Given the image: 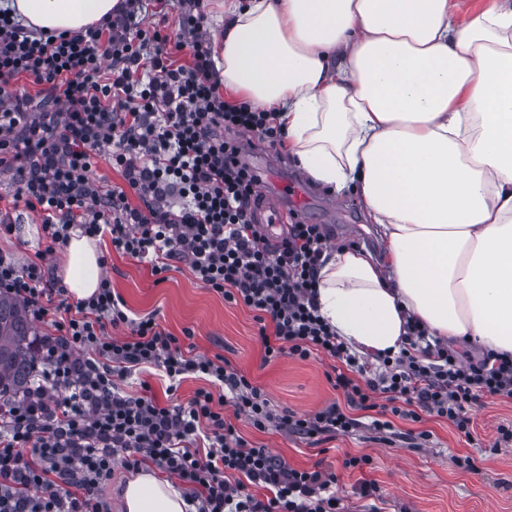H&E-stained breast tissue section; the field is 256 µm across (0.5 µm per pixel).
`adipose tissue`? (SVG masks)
<instances>
[{"label": "adipose tissue", "mask_w": 512, "mask_h": 512, "mask_svg": "<svg viewBox=\"0 0 512 512\" xmlns=\"http://www.w3.org/2000/svg\"><path fill=\"white\" fill-rule=\"evenodd\" d=\"M120 0H0L37 33L77 32ZM225 89L275 113L312 181L358 192L383 244L328 249L321 316L364 353L399 352L408 318L431 335L512 354V0L467 24L451 0H224ZM63 282L98 288L93 240L71 235ZM126 512H186L154 470Z\"/></svg>", "instance_id": "adipose-tissue-1"}]
</instances>
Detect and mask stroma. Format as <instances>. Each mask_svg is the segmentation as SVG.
Masks as SVG:
<instances>
[{
	"instance_id": "1",
	"label": "stroma",
	"mask_w": 512,
	"mask_h": 512,
	"mask_svg": "<svg viewBox=\"0 0 512 512\" xmlns=\"http://www.w3.org/2000/svg\"><path fill=\"white\" fill-rule=\"evenodd\" d=\"M239 140L244 156L265 155L271 160L268 192L284 194L294 184L305 183L312 203L305 211H289V223L321 224L333 244L381 250L357 193L348 190L332 199L325 188L306 182L287 150L257 142L244 133ZM45 246L40 218L30 211L24 212L17 234H0V251L21 264ZM97 248L107 258L102 274L111 279L132 313L154 315L162 328L178 337L191 330L190 342L196 352L223 356L263 389L274 409L307 414L342 400V393L326 377L332 365L326 357H282L263 363L253 312L202 287L187 265L168 272L166 280L159 282L146 264L119 255L102 242ZM472 417L473 428L467 437L458 434L448 421L430 419L424 427L434 437L420 448L401 438L379 441L366 426L321 446L276 430L261 433L243 420L238 427L247 440L266 445L292 467L335 470L340 477L338 493L351 507L358 504L356 486L373 480L382 490L383 512H512V445L499 450L494 447L499 427L512 425V401L484 398ZM349 453L371 456V467L361 473L346 472L343 460ZM460 455L477 458L478 471L458 469L455 459Z\"/></svg>"
}]
</instances>
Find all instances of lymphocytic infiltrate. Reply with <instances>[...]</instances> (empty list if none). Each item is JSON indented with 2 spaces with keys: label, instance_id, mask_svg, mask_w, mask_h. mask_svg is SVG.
Returning a JSON list of instances; mask_svg holds the SVG:
<instances>
[{
  "label": "lymphocytic infiltrate",
  "instance_id": "1",
  "mask_svg": "<svg viewBox=\"0 0 512 512\" xmlns=\"http://www.w3.org/2000/svg\"><path fill=\"white\" fill-rule=\"evenodd\" d=\"M175 6L174 41L148 20L164 0H122L115 14L69 36H32L0 11V165L16 184L0 232H15L23 208L39 214L50 246H65L76 230L109 238L155 276L187 264L204 287L254 312L264 362L333 359L330 382L345 401L277 412L223 356L195 353L154 317H130L108 278L74 303L42 263L20 267L0 253V292L54 328L38 341L33 384L0 406V512H108L100 490L117 465L176 477L196 512H346L335 472L291 467L246 440L237 420L318 441L349 434L364 413L382 435L395 434L396 421L431 416L466 434L484 396L512 400L511 354L471 359L416 320L398 354L372 360L336 336L317 305L328 234L301 223L263 233L257 177L231 137L275 146L281 126L272 113L225 102L203 0ZM183 50L191 63L175 64ZM22 77L46 96L19 92ZM101 157L122 185L93 178ZM144 368L163 372L172 392L189 375L211 386L184 405L128 394L121 380Z\"/></svg>",
  "mask_w": 512,
  "mask_h": 512
}]
</instances>
